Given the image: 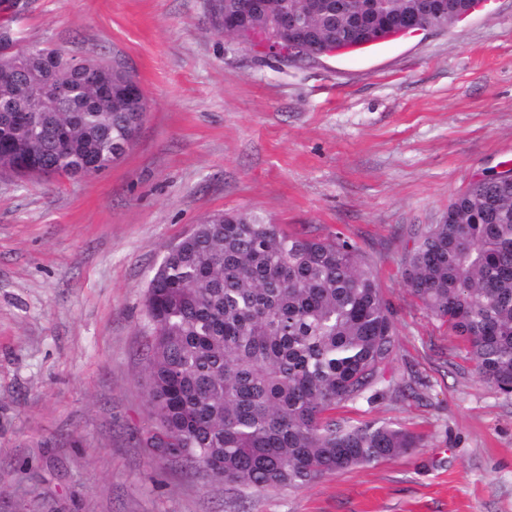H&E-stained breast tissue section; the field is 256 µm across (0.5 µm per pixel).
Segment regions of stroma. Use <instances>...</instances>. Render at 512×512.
I'll list each match as a JSON object with an SVG mask.
<instances>
[{
    "mask_svg": "<svg viewBox=\"0 0 512 512\" xmlns=\"http://www.w3.org/2000/svg\"><path fill=\"white\" fill-rule=\"evenodd\" d=\"M10 29L77 59L122 51L149 111L104 171H0V512H512V394L402 265L451 199L512 165V0L295 61L226 40L208 0H23ZM218 211L370 256L394 360L383 397L336 415L418 433L409 455L257 492L145 448L147 285Z\"/></svg>",
    "mask_w": 512,
    "mask_h": 512,
    "instance_id": "obj_1",
    "label": "stroma"
}]
</instances>
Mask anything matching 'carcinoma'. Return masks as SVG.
<instances>
[{"instance_id":"1","label":"carcinoma","mask_w":512,"mask_h":512,"mask_svg":"<svg viewBox=\"0 0 512 512\" xmlns=\"http://www.w3.org/2000/svg\"><path fill=\"white\" fill-rule=\"evenodd\" d=\"M238 18L243 42L281 39L267 0ZM305 14V40L331 52L355 42L360 25L376 41L367 0H278ZM466 14L474 0H442ZM37 79L0 80V170L74 177L85 161L136 138L121 85L137 78L124 54L112 55V89L77 81L63 62L43 66L44 47H27ZM69 82L92 100L72 112L43 113L41 86ZM404 276L427 313L466 346L480 379L512 393V181L476 180L452 199L407 252ZM153 333L144 371L153 423L146 443L159 457L198 465L228 485L258 491L302 487L348 469L392 460L420 436L393 423L352 425L332 415L341 404L383 393L394 358L395 322L372 263L340 235L292 234L254 213L215 212L167 247L149 280Z\"/></svg>"}]
</instances>
